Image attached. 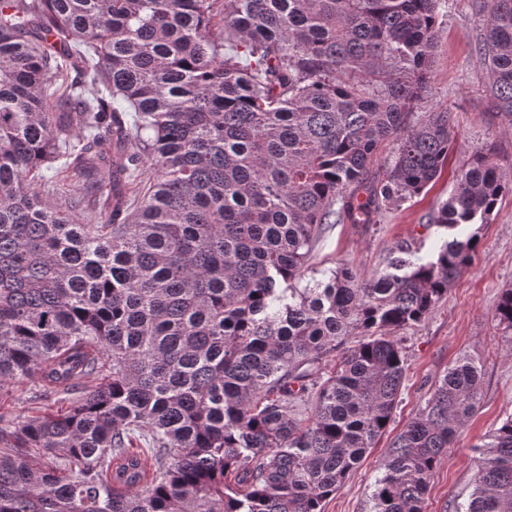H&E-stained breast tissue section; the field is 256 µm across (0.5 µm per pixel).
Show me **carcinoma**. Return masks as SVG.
<instances>
[{"instance_id":"1","label":"carcinoma","mask_w":512,"mask_h":512,"mask_svg":"<svg viewBox=\"0 0 512 512\" xmlns=\"http://www.w3.org/2000/svg\"><path fill=\"white\" fill-rule=\"evenodd\" d=\"M437 2L0 0V391L26 379L31 402L67 403L0 417V512H324L394 420L393 333L470 266L479 231L460 228L512 194L476 150L437 217L435 259L304 281L323 225L375 223L448 162L450 112L410 121ZM474 9L512 119V0ZM103 167L122 188L103 191ZM55 169L71 177L66 210ZM90 201L93 223L77 212ZM495 318L512 330L511 288ZM481 393L473 360L448 366L392 438L369 512H424ZM455 512H512L511 416Z\"/></svg>"}]
</instances>
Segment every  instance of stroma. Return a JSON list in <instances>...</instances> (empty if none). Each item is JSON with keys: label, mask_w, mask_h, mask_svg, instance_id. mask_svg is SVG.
I'll return each instance as SVG.
<instances>
[{"label": "stroma", "mask_w": 512, "mask_h": 512, "mask_svg": "<svg viewBox=\"0 0 512 512\" xmlns=\"http://www.w3.org/2000/svg\"><path fill=\"white\" fill-rule=\"evenodd\" d=\"M474 0H440L429 92L423 112L442 108L451 114L454 141L441 177L421 194L383 211L374 224H328L319 235L309 266L347 267L364 276L385 270L398 244L410 245L413 259L429 260L445 228L435 224L453 187L455 171L474 150L490 148L503 171L512 174V135L493 107L492 81L476 46L483 18ZM512 288V195L498 203L481 230L471 266L447 296L418 325L405 329L406 377L389 433L371 450L344 486L329 497L324 512H368L374 482L391 437L424 407L432 385L456 360L472 358L483 373L482 397L475 415L461 429L430 482L425 512H453L454 502L473 489L476 446L512 416V332L503 330L494 311Z\"/></svg>", "instance_id": "1"}]
</instances>
